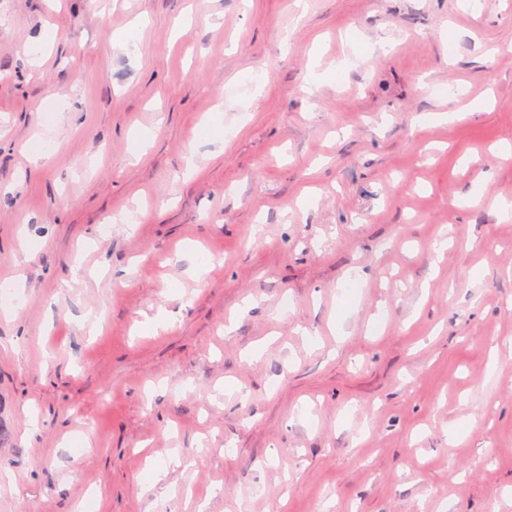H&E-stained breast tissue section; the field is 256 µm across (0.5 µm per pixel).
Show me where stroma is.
Instances as JSON below:
<instances>
[{
	"mask_svg": "<svg viewBox=\"0 0 512 512\" xmlns=\"http://www.w3.org/2000/svg\"><path fill=\"white\" fill-rule=\"evenodd\" d=\"M505 200L512 0H0V512H512Z\"/></svg>",
	"mask_w": 512,
	"mask_h": 512,
	"instance_id": "stroma-1",
	"label": "stroma"
}]
</instances>
